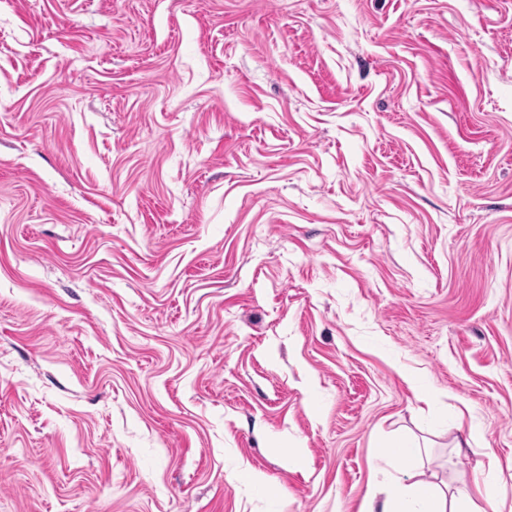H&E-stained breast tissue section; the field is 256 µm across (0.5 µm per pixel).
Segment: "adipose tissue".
Masks as SVG:
<instances>
[{
  "label": "adipose tissue",
  "mask_w": 512,
  "mask_h": 512,
  "mask_svg": "<svg viewBox=\"0 0 512 512\" xmlns=\"http://www.w3.org/2000/svg\"><path fill=\"white\" fill-rule=\"evenodd\" d=\"M503 497L504 487L497 478L484 482L475 495L465 486L450 492L438 484L418 480L383 500L368 498L364 512H500Z\"/></svg>",
  "instance_id": "1"
}]
</instances>
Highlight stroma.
Here are the masks:
<instances>
[{
	"mask_svg": "<svg viewBox=\"0 0 512 512\" xmlns=\"http://www.w3.org/2000/svg\"><path fill=\"white\" fill-rule=\"evenodd\" d=\"M399 440L512 469V0H0V512H360Z\"/></svg>",
	"mask_w": 512,
	"mask_h": 512,
	"instance_id": "35a3bbf8",
	"label": "stroma"
}]
</instances>
